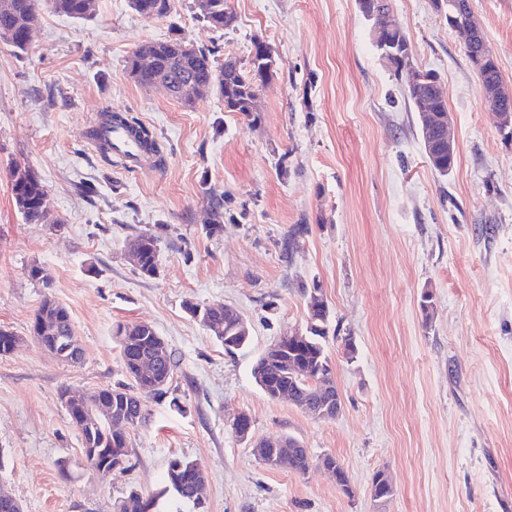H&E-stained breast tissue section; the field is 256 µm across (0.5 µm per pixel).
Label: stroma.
<instances>
[{
	"label": "stroma",
	"mask_w": 512,
	"mask_h": 512,
	"mask_svg": "<svg viewBox=\"0 0 512 512\" xmlns=\"http://www.w3.org/2000/svg\"><path fill=\"white\" fill-rule=\"evenodd\" d=\"M229 4L236 22L221 31L193 0L156 19L129 0H97L86 21L44 8L27 52L0 43V329L21 339L0 356V488L24 512H113L133 490L158 495L160 512H192L164 491L180 456L205 475L207 512H376L379 471L395 491L385 512H512V135L481 101L464 35L432 0H392L415 63L447 91L457 162L443 178L356 0ZM471 4L512 83V0ZM256 37L276 74L255 120L215 94L184 106L125 70L140 44L170 38L245 65ZM106 107L152 131L160 172H127L94 146ZM17 167L40 177L54 223H24ZM217 203L224 219L212 234ZM147 230L161 238L150 279L129 258ZM33 265L49 285L29 277ZM315 285L336 330L326 351L342 399L325 421L268 398L251 374L279 336L305 329ZM48 295L70 314L80 362L57 360L30 334ZM188 301L235 308L249 344L225 352ZM141 321L175 355L170 392L183 408L150 403L126 464L101 473L60 391L121 381L115 329ZM241 411L248 443L232 430ZM288 435L312 457L335 456L352 496L319 468L296 474L252 455V441Z\"/></svg>",
	"instance_id": "35a3bbf8"
}]
</instances>
